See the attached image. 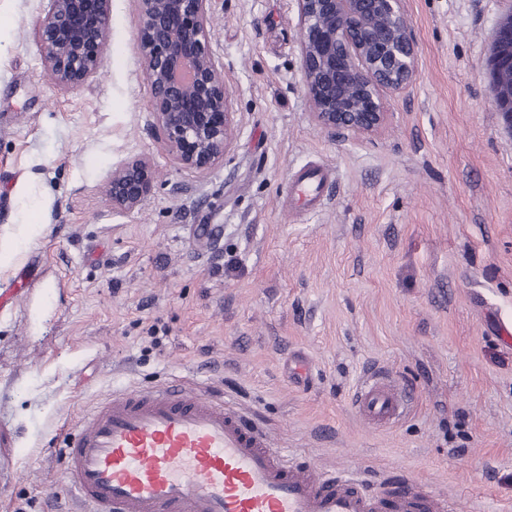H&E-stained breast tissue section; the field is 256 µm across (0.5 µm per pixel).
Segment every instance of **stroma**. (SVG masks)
<instances>
[{
  "instance_id": "stroma-1",
  "label": "stroma",
  "mask_w": 512,
  "mask_h": 512,
  "mask_svg": "<svg viewBox=\"0 0 512 512\" xmlns=\"http://www.w3.org/2000/svg\"><path fill=\"white\" fill-rule=\"evenodd\" d=\"M45 0H0V512H74L53 440L97 401L185 384L252 414L298 463L404 476L461 512H512V134L483 70L512 0H407L415 84L372 138L309 114L293 0H216L209 26L237 128L223 162L179 170L155 138L134 0H112L99 73L64 91L41 55ZM152 157L153 190L117 214L101 188ZM332 175L325 206L286 204ZM41 202L36 239L15 189ZM411 399L369 425V368ZM327 177V172L321 167L306 168L296 172L291 184L297 200L304 205L316 208L324 198Z\"/></svg>"
}]
</instances>
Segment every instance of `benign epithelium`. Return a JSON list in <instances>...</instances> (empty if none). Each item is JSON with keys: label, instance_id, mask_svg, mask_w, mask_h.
Instances as JSON below:
<instances>
[{"label": "benign epithelium", "instance_id": "obj_1", "mask_svg": "<svg viewBox=\"0 0 512 512\" xmlns=\"http://www.w3.org/2000/svg\"><path fill=\"white\" fill-rule=\"evenodd\" d=\"M39 42L55 85L70 90L100 70L112 35V0H46ZM140 61L163 153L181 170L205 174L224 159L235 119L224 67L209 30L213 0H135ZM301 73L312 121L336 136H375L390 99L415 83L417 61L406 0H294ZM512 9L494 31L490 80L494 106L512 127ZM153 187L148 157L112 171L103 192L132 212Z\"/></svg>", "mask_w": 512, "mask_h": 512}]
</instances>
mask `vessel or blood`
Listing matches in <instances>:
<instances>
[{"mask_svg":"<svg viewBox=\"0 0 512 512\" xmlns=\"http://www.w3.org/2000/svg\"><path fill=\"white\" fill-rule=\"evenodd\" d=\"M327 177L320 167L296 172L297 200L318 206ZM354 405L387 424L408 395L376 371ZM59 452L83 512H457L441 493L387 496L349 472L286 461L240 409L179 384L112 394L63 433Z\"/></svg>","mask_w":512,"mask_h":512,"instance_id":"vessel-or-blood-1","label":"vessel or blood"}]
</instances>
